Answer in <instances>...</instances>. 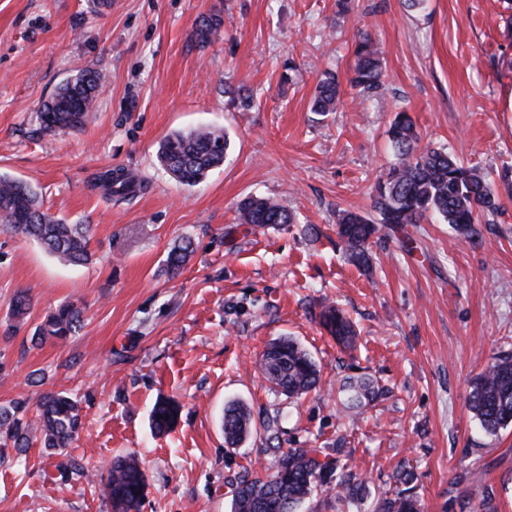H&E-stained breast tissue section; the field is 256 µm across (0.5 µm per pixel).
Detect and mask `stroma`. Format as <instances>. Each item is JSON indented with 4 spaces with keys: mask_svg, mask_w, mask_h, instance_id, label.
Listing matches in <instances>:
<instances>
[{
    "mask_svg": "<svg viewBox=\"0 0 512 512\" xmlns=\"http://www.w3.org/2000/svg\"><path fill=\"white\" fill-rule=\"evenodd\" d=\"M223 11L220 36L194 37ZM504 0H0V176L28 183L43 208L94 227L92 261L72 266L0 228V404L71 392L83 427L56 453L0 450V512H112L97 485L65 479L63 465L102 468L138 456L147 478L140 512H231L238 478L268 465L274 447L332 448L367 481L344 510L324 487L299 512H373L405 461L423 512H512V428L486 434L466 405L472 378L512 351V196L471 245L427 223L375 241L371 272L336 245V214L366 213L393 159L386 131L399 109L421 146L449 148L487 170L512 166V31ZM381 47V98L349 84L359 34ZM102 75L86 125L41 130L37 112L83 66ZM343 89L336 112H311L325 72ZM249 89L251 107L227 88ZM199 127L230 141L222 166L186 187L159 166L160 141ZM124 169L144 188L116 202L96 177ZM295 216L276 228L236 224L249 195ZM317 236H310L308 226ZM194 252L178 273L166 258L182 238ZM32 295L16 335H5L17 292ZM84 309L66 343L32 345L45 315ZM343 309L359 333L340 351L319 323ZM291 336L321 370L317 391L288 398L264 378L268 342ZM40 375L37 384L29 374ZM368 375L388 393L342 408L343 377ZM181 406L174 431L154 436L157 398ZM252 407L256 431L224 443L226 404ZM272 422L265 431L264 422ZM223 26V11L221 9L212 10L210 13L201 17L196 25L194 36L201 44L210 43L219 36Z\"/></svg>",
    "mask_w": 512,
    "mask_h": 512,
    "instance_id": "35a3bbf8",
    "label": "stroma"
}]
</instances>
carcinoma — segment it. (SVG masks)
Here are the masks:
<instances>
[{"label": "carcinoma", "instance_id": "1", "mask_svg": "<svg viewBox=\"0 0 512 512\" xmlns=\"http://www.w3.org/2000/svg\"><path fill=\"white\" fill-rule=\"evenodd\" d=\"M223 26V11L213 10L201 17L194 36L199 43L207 44L219 36ZM354 55L351 88L366 100L380 95L384 86L380 48L366 36L357 43ZM100 82V72L87 66L75 79L60 86L41 106L43 131L55 134L83 126ZM339 96V81L329 73L317 86L311 110L323 115L334 112ZM388 135L396 162L375 184L372 213L364 216L343 212L336 220L338 246L347 259L367 269L371 264L370 244L380 232L391 236L433 219L450 225L463 240L477 242L480 217L500 209L489 175L478 167L465 165L445 149L419 147L415 123L405 111L395 113ZM228 148L224 132L201 127L166 136L159 143L157 160L177 182L195 187L211 169L224 162ZM96 187L110 198H123L138 190L131 176L112 169L96 178ZM237 223L278 226L294 223V217L274 199L251 196L239 203ZM0 225L40 242L51 254L70 264L83 265L91 258L90 225L69 224L44 212L39 195L20 180L0 177ZM192 252V241L181 240L169 251V271H178ZM30 305L29 292L16 294L12 312L17 323L23 322ZM320 322L338 344L354 346V325L338 307H325ZM81 326L82 309L73 303L64 304L36 328L32 342H64ZM261 368L275 389L289 398L307 394L319 385L320 370L315 359L290 336L268 344L262 353ZM384 395L386 391L378 382L365 375L346 377L339 385L340 403L348 410L361 409ZM468 407L491 436L512 425V353L499 355L471 382ZM179 418L178 404L159 400L153 407L151 424L156 432L163 433L174 429ZM81 426L80 403L65 391L47 392L34 405L26 398L0 405V447L11 446L20 454L27 452L34 440L48 450L66 448ZM222 429L226 444L243 442L255 429L252 411L240 402L227 404ZM343 453L339 444L334 448L276 449L266 475L238 481L232 512H297L317 487L331 484L336 487L338 502L364 499L366 482L341 464ZM413 481V469L402 468L397 473L402 488L392 497H379L375 512H421ZM146 488L141 463L132 456L112 461L106 473L100 474L101 495L111 504L123 503L124 512H140Z\"/></svg>", "mask_w": 512, "mask_h": 512}]
</instances>
